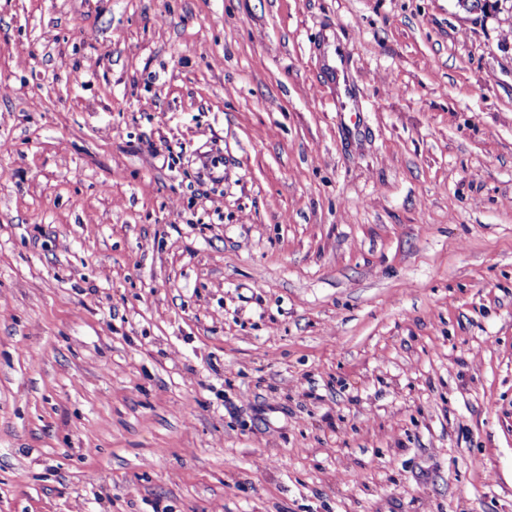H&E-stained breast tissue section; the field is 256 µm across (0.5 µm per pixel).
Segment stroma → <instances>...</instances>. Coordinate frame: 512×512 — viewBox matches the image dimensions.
Instances as JSON below:
<instances>
[{
    "label": "stroma",
    "instance_id": "35a3bbf8",
    "mask_svg": "<svg viewBox=\"0 0 512 512\" xmlns=\"http://www.w3.org/2000/svg\"><path fill=\"white\" fill-rule=\"evenodd\" d=\"M0 512H512V15L0 0Z\"/></svg>",
    "mask_w": 512,
    "mask_h": 512
}]
</instances>
